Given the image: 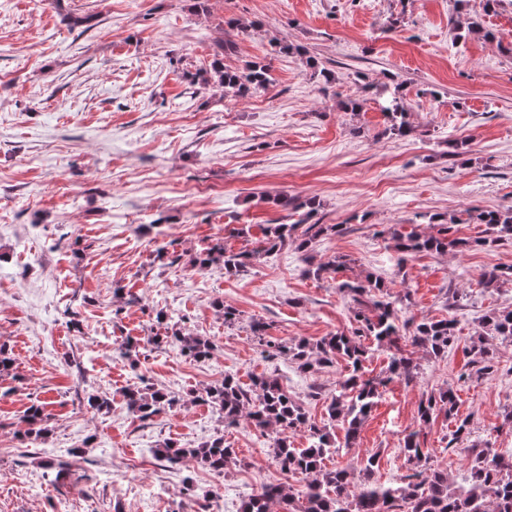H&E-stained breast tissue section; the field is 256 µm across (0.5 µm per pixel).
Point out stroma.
<instances>
[{
  "label": "stroma",
  "mask_w": 512,
  "mask_h": 512,
  "mask_svg": "<svg viewBox=\"0 0 512 512\" xmlns=\"http://www.w3.org/2000/svg\"><path fill=\"white\" fill-rule=\"evenodd\" d=\"M477 10L497 41L460 30ZM230 18L242 32L225 65L263 58L273 78L239 100L201 80ZM279 40L305 47L333 82L274 53ZM372 82L401 86L411 135H385ZM350 99L360 111L342 109ZM277 195L316 200L311 221L329 231L311 254L336 270L306 276L289 243L236 275L194 266L215 244L249 250L267 225L287 223ZM510 206L512 0L486 13L480 0H0V347L15 361L0 374V512H211L210 474L151 450L219 437L238 458L223 512L271 484L297 491L299 475L281 473L268 436L244 419L225 426L194 401L227 375L246 388L277 377L340 445L325 468H348L356 483L395 485L415 471L403 450L413 430L428 465L461 483L468 447L512 452V342L489 340L496 372L459 379L482 317L512 309V279L483 278L512 267V240L479 245L485 227L468 212ZM439 216L458 218L452 235L466 247L400 261L388 227L429 234ZM370 273L389 298L409 296L403 318L453 320L457 341L442 358L407 346L413 379L382 388L349 445L325 410L350 375L346 361L303 371L264 344L351 332L358 305L337 285ZM160 310L169 330L208 338L210 358L154 345ZM127 341L142 352L134 368L116 356ZM140 383L176 404L140 421L124 398ZM446 389L470 421L462 450L449 445L448 419H418L421 400ZM91 396L110 411L90 409ZM34 404L49 417L42 438L20 427ZM370 453L381 466L367 476ZM48 457L69 470L45 468ZM188 476L193 497L181 492Z\"/></svg>",
  "instance_id": "35a3bbf8"
}]
</instances>
